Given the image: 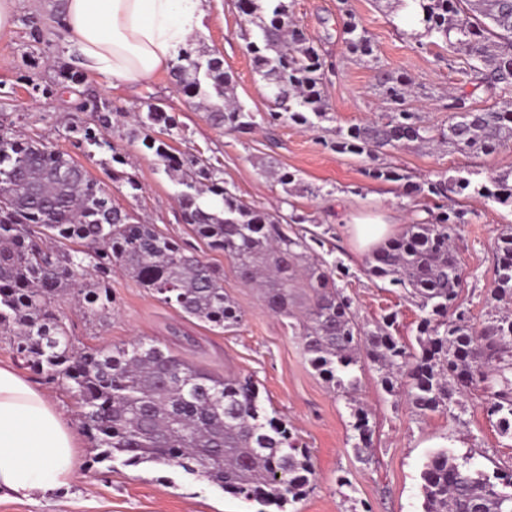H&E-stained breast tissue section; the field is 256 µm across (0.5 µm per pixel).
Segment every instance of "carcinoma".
I'll return each instance as SVG.
<instances>
[{
	"label": "carcinoma",
	"mask_w": 512,
	"mask_h": 512,
	"mask_svg": "<svg viewBox=\"0 0 512 512\" xmlns=\"http://www.w3.org/2000/svg\"><path fill=\"white\" fill-rule=\"evenodd\" d=\"M260 34L247 48L255 72L272 87L273 119L311 127L325 116L324 63L308 38L286 42L294 26L290 5L271 0ZM424 33L459 53L448 66L462 72L472 90L451 96L448 128L438 132L414 112L400 109L384 121L350 126L336 151L373 154L417 142L446 144L464 154H492L512 139V112L477 109L473 97L512 96V0H410ZM349 50L373 54L371 39L354 16L344 22ZM172 75L190 99L205 100L215 127L248 130L254 116L226 97L229 76L216 56L201 59L188 46ZM387 100H405L407 84L380 79ZM101 131L82 128V141L110 147ZM146 147L182 190V221L205 247L230 258L239 277L260 288L266 308L290 319L308 364L336 395L350 402L360 386L355 368L380 374L382 390L405 396L420 415L462 407L464 392L480 387L485 411L501 433L512 435V225L502 226L481 327L461 302L464 286L455 239L463 212L451 205L425 208L400 235L366 260L365 273L398 288L419 310L413 347L394 334L398 313L375 323L360 320L353 300L336 283L341 269L316 252L317 233L293 229L305 217L272 216L224 185L209 157L171 153L174 119L158 106L139 116ZM369 178L401 182L407 194L478 197L512 205V170L486 181L459 177L424 189L392 166L366 171ZM95 278L85 280L88 271ZM135 279L161 302L213 327L234 326L243 315L224 293V270L205 261L153 224H135L66 152L23 141L0 124V335L12 353L46 384L65 381L80 405L79 424L100 449L96 462L176 467L224 492L287 512L316 480L307 449L288 423L268 412L251 378L218 377L169 348L136 340L110 350L77 351L63 317L52 304L75 299L93 317L112 311V274ZM306 288L304 308L293 310V283ZM351 424L354 448H370V412L357 404ZM423 512H512V470L489 474L458 462L446 449L433 452L421 472Z\"/></svg>",
	"instance_id": "cac0c4a2"
}]
</instances>
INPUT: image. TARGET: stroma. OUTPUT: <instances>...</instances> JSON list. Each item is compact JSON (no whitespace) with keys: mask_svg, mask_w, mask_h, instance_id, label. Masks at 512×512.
Returning a JSON list of instances; mask_svg holds the SVG:
<instances>
[{"mask_svg":"<svg viewBox=\"0 0 512 512\" xmlns=\"http://www.w3.org/2000/svg\"><path fill=\"white\" fill-rule=\"evenodd\" d=\"M289 2L298 26L321 46L327 62L328 117L316 128L265 123L271 89L255 73L245 48L259 28L241 14L238 0H207L203 26L193 39L203 54L223 59L235 101L257 121L251 132L213 127L169 70L136 85L86 70L61 23L63 0H14L13 26L0 34V124L19 138L43 139L68 152L104 181L114 206L193 247L197 241L182 222L179 188L144 145L136 122L148 105L161 107L177 122L178 134L169 141L175 154L219 159L227 187L244 200L281 215H302L306 228L326 230L334 258L347 270L338 284L352 297L361 320L397 312L399 335L414 341L417 308L365 275L366 256L350 243L340 216L381 214L404 229L412 210L433 206L434 197H409L402 184L371 179L366 169L376 163L399 167L422 186L455 177L482 180L512 168V142L493 154L465 155L433 144L386 149L373 158L337 152L338 131L393 112L379 77L410 80L408 106L438 129L448 125L449 92L460 90L465 78L449 68L450 48L421 42L423 29L402 0ZM350 14L372 41L373 61L347 48L344 21ZM99 112L110 117L104 135L111 146L90 153L77 129ZM116 154L141 184L139 196L107 181L104 169ZM285 171L302 180L289 199L274 178ZM456 206L464 213L457 240L466 276L462 299L479 324L488 310L494 240L502 225L512 224V206L463 197ZM204 257L223 267L224 291L244 313L239 325L219 329L185 318L120 273L112 277L113 304L106 317L89 316L66 298L53 308L64 316L78 346L97 349L151 339L213 375L252 377L267 409L288 420L312 455L317 480L294 512H422L421 471L428 455L441 448L471 457L489 473L512 468V438L488 418L481 390L468 392L463 408L419 417L404 398L384 394L370 367L360 375L357 398L373 413V446L356 455L351 407L306 362L300 338L284 318L266 309L261 293L240 279L228 257L210 251ZM96 454L90 439L79 435L78 477L69 487L38 505L1 500L0 512H258V503L181 470L99 463Z\"/></svg>","mask_w":512,"mask_h":512,"instance_id":"35a3bbf8","label":"stroma"}]
</instances>
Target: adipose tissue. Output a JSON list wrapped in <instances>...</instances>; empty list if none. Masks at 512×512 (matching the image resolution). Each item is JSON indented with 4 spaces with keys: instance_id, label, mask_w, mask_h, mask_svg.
<instances>
[{
    "instance_id": "adipose-tissue-1",
    "label": "adipose tissue",
    "mask_w": 512,
    "mask_h": 512,
    "mask_svg": "<svg viewBox=\"0 0 512 512\" xmlns=\"http://www.w3.org/2000/svg\"><path fill=\"white\" fill-rule=\"evenodd\" d=\"M206 0H64L62 22L83 66L137 83L168 68L200 28ZM357 249L371 252L394 228L377 217H351ZM77 438L49 400L12 367L0 365V499L41 503L77 475Z\"/></svg>"
}]
</instances>
